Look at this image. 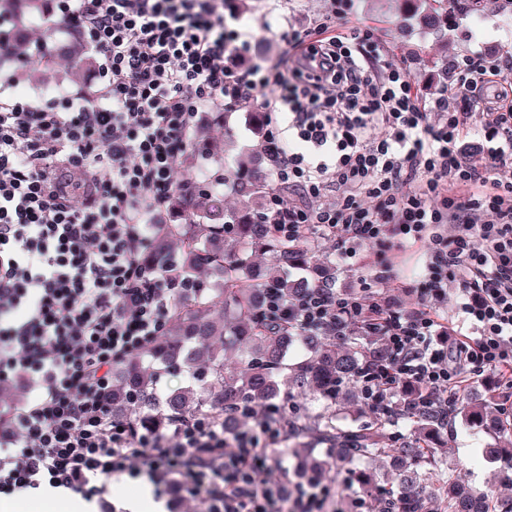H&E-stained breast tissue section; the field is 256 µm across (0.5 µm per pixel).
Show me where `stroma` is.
I'll use <instances>...</instances> for the list:
<instances>
[{"mask_svg":"<svg viewBox=\"0 0 512 512\" xmlns=\"http://www.w3.org/2000/svg\"><path fill=\"white\" fill-rule=\"evenodd\" d=\"M403 0H357L358 12L376 23L383 31L395 62L404 66L412 79L423 81L428 71L438 69L444 58L480 53L488 58L512 54V13L504 10L502 0H483L479 10L448 19L445 36L421 31L414 23L402 22ZM248 10L241 12L234 26L248 43L251 58H275L287 47L276 38V31L293 24L301 28L316 27L331 8V0H248ZM104 88L99 71H92L81 83L70 82L64 65L43 66L36 63L18 65L9 57L0 58V96L6 98L48 99L68 93L86 100H97ZM207 138L224 151V158L233 168L247 170L253 164V148L257 141L248 113L237 110L227 121H220L208 111L202 112L196 125ZM321 255H336V286L358 291L368 266L376 260L374 247L358 249L356 258L337 256L336 246L319 240ZM422 250L410 249L395 258V272L400 287L390 289V298L403 310L416 308L419 300L413 290L415 279L423 270ZM441 446L448 467L470 488L493 495H512V482L494 480L497 462L488 460L486 449L505 441L499 424L488 421L480 426L456 420L452 428L441 432ZM152 493L153 512H202L198 502L177 499L171 493H157L148 479L131 480L120 476L112 481V490L105 496L97 512H125L128 503L140 490Z\"/></svg>","mask_w":512,"mask_h":512,"instance_id":"obj_1","label":"stroma"}]
</instances>
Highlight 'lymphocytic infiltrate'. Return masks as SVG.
<instances>
[{
    "label": "lymphocytic infiltrate",
    "mask_w": 512,
    "mask_h": 512,
    "mask_svg": "<svg viewBox=\"0 0 512 512\" xmlns=\"http://www.w3.org/2000/svg\"><path fill=\"white\" fill-rule=\"evenodd\" d=\"M103 56L97 103L60 95L0 99V380L33 395L0 438V499L47 485L104 498L115 475L189 488L205 512H330L329 489L267 479L276 407L245 403L229 436L204 415L167 432L113 418L112 369L144 353L192 279L143 261L151 223L178 189L175 169L201 112L245 102L263 112L274 233L376 247L373 283L393 281L391 251L426 248L419 307L369 287L322 283L265 312L298 334L381 336L384 369L366 372L376 407L399 387L418 409L454 412L469 378L512 380V57L453 60L448 83L420 89L379 31L335 0L324 22L288 28L286 54L238 69L246 50L224 0H55ZM295 195L286 201L280 188ZM335 200H327L328 189ZM457 283L461 328L428 306Z\"/></svg>",
    "instance_id": "f902f5d3"
}]
</instances>
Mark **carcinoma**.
Wrapping results in <instances>:
<instances>
[{"label": "carcinoma", "mask_w": 512, "mask_h": 512, "mask_svg": "<svg viewBox=\"0 0 512 512\" xmlns=\"http://www.w3.org/2000/svg\"><path fill=\"white\" fill-rule=\"evenodd\" d=\"M454 2L466 11H475L480 4V0H439L430 12L413 9L410 19L424 29L439 31L448 20V4ZM0 8L27 21L41 14V0H0ZM35 53L46 65L65 62L74 83L93 65V59L76 46L44 37L36 41ZM217 163L224 167V185L243 198L241 207L225 213L224 194L208 187L177 191L171 211L184 223L155 225L147 255L162 261L176 244L181 254L176 272L190 277L195 270L206 269L214 283L174 302L168 329L146 356L112 369V416L161 430L184 417L205 414L230 435L242 425L236 409L240 401L274 404L296 392L323 406L316 416L288 411L276 419L287 438L282 451L304 455V472L322 474L358 460L363 469L355 473V482L370 488L396 512H512V496L457 492V478L431 443L444 427L440 414L410 406L413 395L386 400L370 422L344 420L349 398L361 396L362 368L386 363L385 345L379 338L365 343L357 336L297 335L265 319L266 285L278 284L293 299L334 280L336 265L315 268L314 278L291 274L309 266L314 255L307 244L273 233L258 205L261 196L272 191L266 173L260 168L253 174L234 173L224 159ZM259 251L270 256L272 268L254 266L252 254ZM226 348L240 351L241 362L249 367L245 377L225 367ZM293 348L305 354L286 367L285 357ZM167 373L184 377L186 386L159 391V378ZM489 404L485 398L467 399L460 407L462 418L467 423L478 420L487 414ZM389 420L406 423L415 440L395 445L385 428ZM425 481L433 490L421 495L417 488Z\"/></svg>", "instance_id": "carcinoma-1"}]
</instances>
